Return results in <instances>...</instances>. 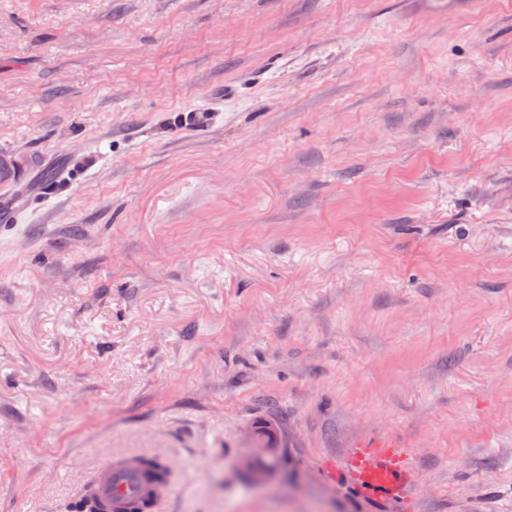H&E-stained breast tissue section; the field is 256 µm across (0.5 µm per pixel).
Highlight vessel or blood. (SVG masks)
Wrapping results in <instances>:
<instances>
[{
    "mask_svg": "<svg viewBox=\"0 0 512 512\" xmlns=\"http://www.w3.org/2000/svg\"><path fill=\"white\" fill-rule=\"evenodd\" d=\"M352 465L348 479L353 490L362 496L386 501L395 499L406 484V474L393 448H354L350 451ZM98 499L101 512H121L123 498L132 490L147 494L152 502H159L167 487L166 482H138L126 470L105 465L99 471Z\"/></svg>",
    "mask_w": 512,
    "mask_h": 512,
    "instance_id": "vessel-or-blood-1",
    "label": "vessel or blood"
}]
</instances>
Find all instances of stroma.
I'll return each instance as SVG.
<instances>
[{
	"instance_id": "1",
	"label": "stroma",
	"mask_w": 512,
	"mask_h": 512,
	"mask_svg": "<svg viewBox=\"0 0 512 512\" xmlns=\"http://www.w3.org/2000/svg\"><path fill=\"white\" fill-rule=\"evenodd\" d=\"M0 159V512H512V0H0ZM347 471L350 487L373 500H395L406 484L395 448H352ZM127 472H131V470L116 468L112 463L99 470L98 500L104 504V507L100 509L101 512H122L120 505L123 498L135 488L147 494L152 500V509L156 508L168 481L155 480L152 483H141Z\"/></svg>"
}]
</instances>
